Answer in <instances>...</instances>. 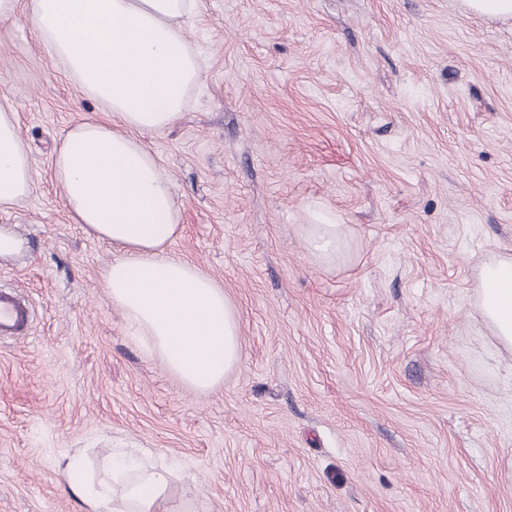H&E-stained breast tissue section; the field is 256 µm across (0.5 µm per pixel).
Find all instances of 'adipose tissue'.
Wrapping results in <instances>:
<instances>
[{"instance_id": "1", "label": "adipose tissue", "mask_w": 512, "mask_h": 512, "mask_svg": "<svg viewBox=\"0 0 512 512\" xmlns=\"http://www.w3.org/2000/svg\"><path fill=\"white\" fill-rule=\"evenodd\" d=\"M197 0H30L41 43L102 107L111 125L71 127L54 155L55 177L76 223L116 248L103 285L135 338L170 374L198 393L224 385L239 362L236 312L198 267L174 258L177 209L152 152L136 133H156L183 115L201 77L186 31ZM32 166L13 113L0 110V206L31 192ZM476 306L512 351V257L480 274ZM81 512H167L177 478L164 456L113 449L108 476L88 478L82 455L60 463Z\"/></svg>"}]
</instances>
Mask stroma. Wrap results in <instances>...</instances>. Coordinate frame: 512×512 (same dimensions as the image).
Segmentation results:
<instances>
[{"mask_svg": "<svg viewBox=\"0 0 512 512\" xmlns=\"http://www.w3.org/2000/svg\"><path fill=\"white\" fill-rule=\"evenodd\" d=\"M181 121L143 135L178 208L169 255L241 324L223 388L182 386L103 286L53 157L111 124L39 42L0 24V109L33 167L0 208V512H80L58 460L162 453L175 512H512V352L475 307L512 256V20L462 0H199ZM321 224L336 249L317 252ZM31 304L17 291L0 290V335L20 336L31 328Z\"/></svg>", "mask_w": 512, "mask_h": 512, "instance_id": "obj_1", "label": "stroma"}]
</instances>
